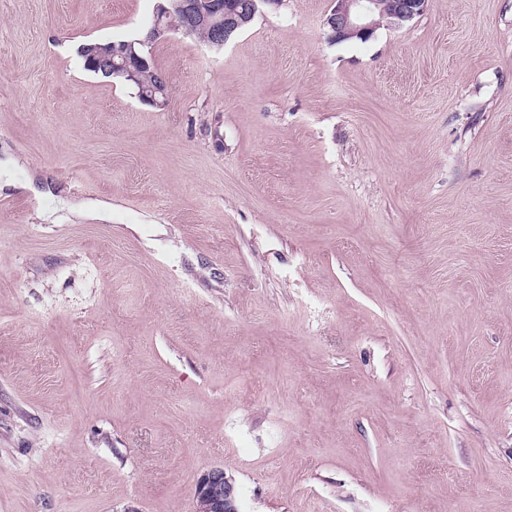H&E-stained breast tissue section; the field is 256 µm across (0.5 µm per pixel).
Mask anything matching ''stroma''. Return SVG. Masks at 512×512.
Segmentation results:
<instances>
[{"label": "stroma", "mask_w": 512, "mask_h": 512, "mask_svg": "<svg viewBox=\"0 0 512 512\" xmlns=\"http://www.w3.org/2000/svg\"><path fill=\"white\" fill-rule=\"evenodd\" d=\"M160 2L0 0V512H512V0ZM164 1L170 2L169 6H166L165 4L158 6L151 25L144 32L145 34L143 39L140 37L132 40H121L116 42L132 43L133 50L136 54L147 59L148 66H146L142 71L141 82L139 66L131 62L127 55V49L125 46L118 48L112 43L90 44L100 41H87L83 43L85 45L81 44L82 46L80 47V55L85 61L83 63V65L85 64L84 67L94 69L95 72L98 73L101 71L102 74L110 75L113 78L121 80L124 78L126 81L134 83L140 82V84H132L123 80L126 84L132 86L137 91L138 96H140L141 91H151L155 88L164 91L166 96L162 101H158L152 95L145 96L146 99L156 107L165 106L167 96L169 97V86L168 82L166 84L161 83L159 85L160 76L163 75V73L152 61L149 49L154 41L166 37L171 31L169 21H167L166 18L170 17L173 12L180 14L185 19L186 23L185 28L183 29V33L185 35L191 36V32L196 31L198 28H209L212 34L198 30L194 32L193 35L204 42L209 40L208 45L211 47L221 48L223 44L226 43L227 39L229 41L236 33L250 24L249 23L238 29L255 15L257 9L259 10L256 1H260V4L279 5L282 0H244L252 1L251 4L246 5L237 2L238 0H230L224 3L221 0H211L209 1L210 6L208 9L204 8L198 0ZM242 6H245V8H242ZM240 7L242 8L241 10L239 9ZM210 37L212 38L211 40ZM140 39L142 43L148 44L143 45L139 43L138 40ZM102 74L99 76H102L103 78H111ZM385 13L378 0H334L326 25L336 40L368 39L380 26L399 28L426 9L427 0H396ZM237 490L223 468H213L196 481L193 496L194 512H238Z\"/></svg>", "instance_id": "obj_1"}]
</instances>
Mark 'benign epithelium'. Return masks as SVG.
<instances>
[{"label": "benign epithelium", "instance_id": "7a95c632", "mask_svg": "<svg viewBox=\"0 0 512 512\" xmlns=\"http://www.w3.org/2000/svg\"><path fill=\"white\" fill-rule=\"evenodd\" d=\"M158 6L151 25L146 29L143 43L162 39L171 31L167 18L173 13L185 19L186 35L199 28L211 30L208 45L220 48L231 33L248 22L256 13V3L242 5L238 0H210L203 7L198 0H168ZM427 0H397L385 13L378 0H334L326 17V25L338 40L368 39L381 27L399 28L423 14ZM85 67L104 75L119 76L129 82H140L139 66L133 64L125 47L110 44H85L80 47ZM237 490L232 478L222 468H213L196 481L193 512H238Z\"/></svg>", "mask_w": 512, "mask_h": 512}]
</instances>
